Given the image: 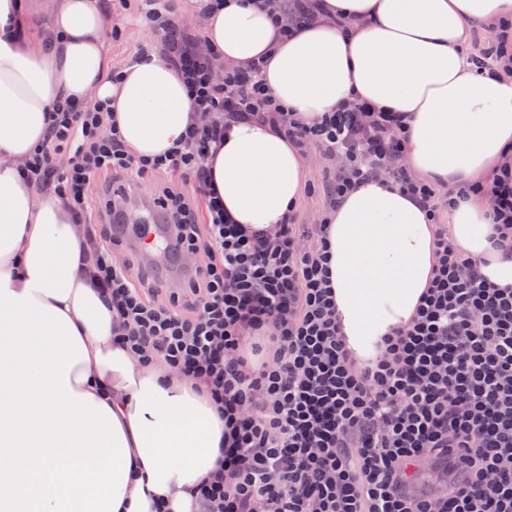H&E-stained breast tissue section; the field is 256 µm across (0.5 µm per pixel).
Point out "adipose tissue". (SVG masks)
I'll use <instances>...</instances> for the list:
<instances>
[{
    "label": "adipose tissue",
    "instance_id": "ef3b65f1",
    "mask_svg": "<svg viewBox=\"0 0 512 512\" xmlns=\"http://www.w3.org/2000/svg\"><path fill=\"white\" fill-rule=\"evenodd\" d=\"M0 0V512H197L200 481L224 460V421L197 380L116 343L111 309L81 269L91 248L67 201L21 176L59 101H110L128 151L163 155L201 122L161 57L113 76L98 0ZM216 75L263 62L294 117L319 121L361 100L408 117L403 162L447 189L491 177L512 156V73L492 79L462 50L470 26L512 17V0H324L284 33L247 0H194ZM234 223L273 229L307 187L302 152L260 121L232 126L208 160ZM336 314L353 359L411 320L435 266L437 226L380 176L328 215ZM491 205L448 215V242L491 283L512 286V256L489 239Z\"/></svg>",
    "mask_w": 512,
    "mask_h": 512
}]
</instances>
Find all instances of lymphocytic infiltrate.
<instances>
[{
	"mask_svg": "<svg viewBox=\"0 0 512 512\" xmlns=\"http://www.w3.org/2000/svg\"><path fill=\"white\" fill-rule=\"evenodd\" d=\"M140 2L144 25L208 121L181 149L136 158L117 127H104L107 103H57L24 180L62 195L84 225L90 278L123 346L198 378L223 416L224 464L199 489L204 512H512V288L490 284L440 229L434 276L411 322L386 337L380 356L357 364L336 318L326 224L292 214L271 231L231 223L207 160L232 124L267 122L299 148L340 160L329 207L381 175L434 219L486 195L493 242L510 253L512 167L440 192L402 163L401 113L355 100L317 123L299 122L268 93L260 65L215 79L171 0ZM149 174L176 179L154 197L168 247L203 256L182 288L164 294L114 261L120 242L106 229L124 216L108 178ZM96 182L100 224L87 217Z\"/></svg>",
	"mask_w": 512,
	"mask_h": 512,
	"instance_id": "1",
	"label": "lymphocytic infiltrate"
}]
</instances>
